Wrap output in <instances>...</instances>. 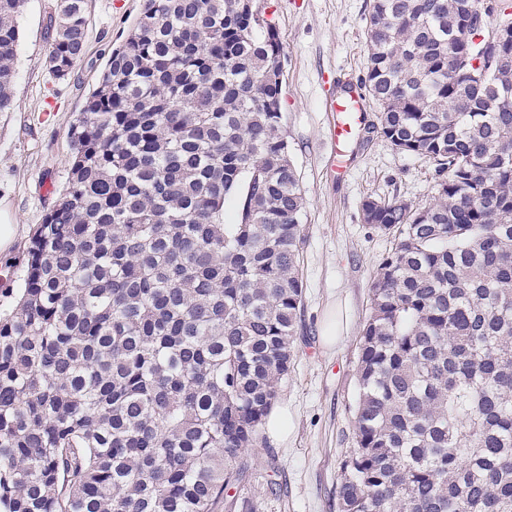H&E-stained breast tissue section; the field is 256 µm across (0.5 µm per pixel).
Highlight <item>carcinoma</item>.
Listing matches in <instances>:
<instances>
[{"instance_id": "1", "label": "carcinoma", "mask_w": 512, "mask_h": 512, "mask_svg": "<svg viewBox=\"0 0 512 512\" xmlns=\"http://www.w3.org/2000/svg\"><path fill=\"white\" fill-rule=\"evenodd\" d=\"M25 0H0L11 112ZM466 0H371L377 128L432 203L367 198L371 284L339 512H512V66ZM58 0L49 70L84 54ZM249 0H143L68 131L73 162L0 314V512H258L246 451L294 361L304 197L283 52ZM476 46L467 66L452 45ZM233 201L234 222H224Z\"/></svg>"}]
</instances>
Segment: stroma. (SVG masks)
Masks as SVG:
<instances>
[{
    "label": "stroma",
    "instance_id": "stroma-1",
    "mask_svg": "<svg viewBox=\"0 0 512 512\" xmlns=\"http://www.w3.org/2000/svg\"><path fill=\"white\" fill-rule=\"evenodd\" d=\"M143 0H86L85 53L66 81L52 78L49 28L56 0H26L17 18L16 108L0 112V209L16 226L0 254V305L20 288L32 230L52 210L71 165L70 124L95 88L108 53L122 43ZM285 55L281 110L305 209L301 272L305 312L296 361L279 404L288 408L285 439L249 449L247 482L262 512H337L339 463L354 448L351 412L359 338L369 313L373 274L392 247L367 224V197L429 203L435 183L427 161L397 151L379 133H361L346 157L332 160L329 95L359 86L367 65L369 0H255ZM338 342L323 350L328 317Z\"/></svg>",
    "mask_w": 512,
    "mask_h": 512
}]
</instances>
